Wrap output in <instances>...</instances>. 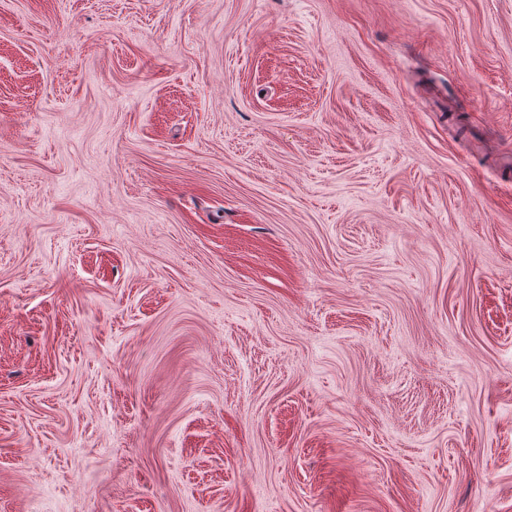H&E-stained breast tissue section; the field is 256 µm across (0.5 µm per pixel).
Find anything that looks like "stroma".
I'll return each mask as SVG.
<instances>
[{"label":"stroma","instance_id":"35a3bbf8","mask_svg":"<svg viewBox=\"0 0 512 512\" xmlns=\"http://www.w3.org/2000/svg\"><path fill=\"white\" fill-rule=\"evenodd\" d=\"M512 0H0V512H512Z\"/></svg>","mask_w":512,"mask_h":512}]
</instances>
